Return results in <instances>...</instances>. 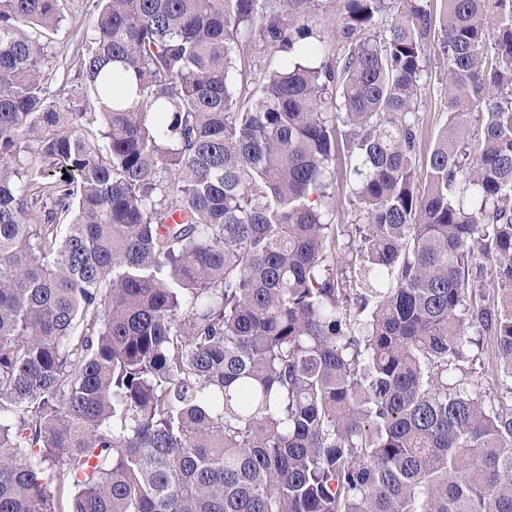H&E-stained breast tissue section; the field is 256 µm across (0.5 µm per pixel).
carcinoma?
Masks as SVG:
<instances>
[{"label": "carcinoma", "mask_w": 512, "mask_h": 512, "mask_svg": "<svg viewBox=\"0 0 512 512\" xmlns=\"http://www.w3.org/2000/svg\"><path fill=\"white\" fill-rule=\"evenodd\" d=\"M95 2L62 109L60 0H0V512H512V0ZM425 54L430 66L423 77L426 82L422 92L424 105L417 114L420 128L418 157L421 161L431 151L439 131L448 119L445 100L440 92L441 83L446 77V59L437 32L435 38L431 37L426 43ZM272 56L270 50L261 47L257 42L244 44L240 50V56L237 57L234 75L237 87H242L243 92L253 89L263 76ZM347 159V152L340 144V151L336 159V182H335V197H336V211H335V224H356L358 221V212L352 205V186L345 176V160Z\"/></svg>", "instance_id": "carcinoma-1"}]
</instances>
